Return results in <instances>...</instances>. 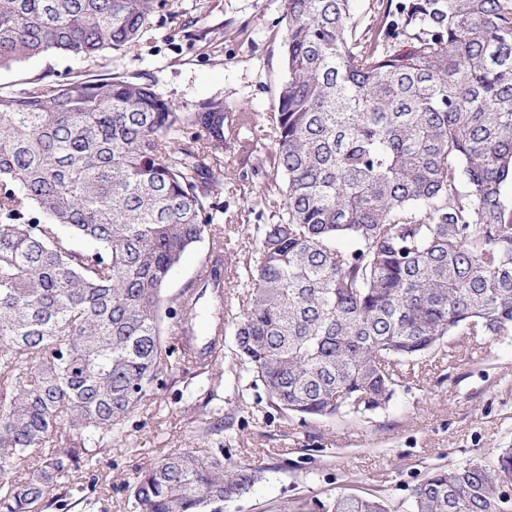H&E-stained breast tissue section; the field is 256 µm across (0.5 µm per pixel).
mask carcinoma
<instances>
[{
	"label": "carcinoma",
	"instance_id": "obj_1",
	"mask_svg": "<svg viewBox=\"0 0 512 512\" xmlns=\"http://www.w3.org/2000/svg\"><path fill=\"white\" fill-rule=\"evenodd\" d=\"M355 0H284L286 79L270 116L258 246L224 295L210 199L224 104L181 112L111 71L0 90V512L65 509L63 488L185 365L224 359L190 333L210 295L233 355L303 419L385 406L415 360L461 336H512V0H386L369 36ZM157 0H0V69L42 55L133 52ZM208 240L193 287L163 295ZM455 336L457 340L450 341ZM493 466L441 465L408 505L340 493L327 512H512ZM262 468L173 448L130 485L135 512H220Z\"/></svg>",
	"mask_w": 512,
	"mask_h": 512
}]
</instances>
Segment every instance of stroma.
I'll list each match as a JSON object with an SVG mask.
<instances>
[{
    "label": "stroma",
    "mask_w": 512,
    "mask_h": 512,
    "mask_svg": "<svg viewBox=\"0 0 512 512\" xmlns=\"http://www.w3.org/2000/svg\"><path fill=\"white\" fill-rule=\"evenodd\" d=\"M286 29L283 0H164L134 52L101 64L32 58L0 69V87L18 91L34 76L52 83L110 68L152 83L182 111L223 103L224 169L212 203L224 226V274L232 278L256 249L254 225L270 222L273 211L262 191ZM224 355L209 372L176 373L157 403L130 418L124 436L70 488L69 512H133L128 486L137 471L181 445L220 448L231 461L263 467L251 493L223 512H292L298 502L326 503L343 491L375 490L398 503L431 467L471 458L490 465L512 448V337H469L452 361H424L381 409L306 421L276 410L263 387L239 378L229 334Z\"/></svg>",
    "instance_id": "1"
}]
</instances>
